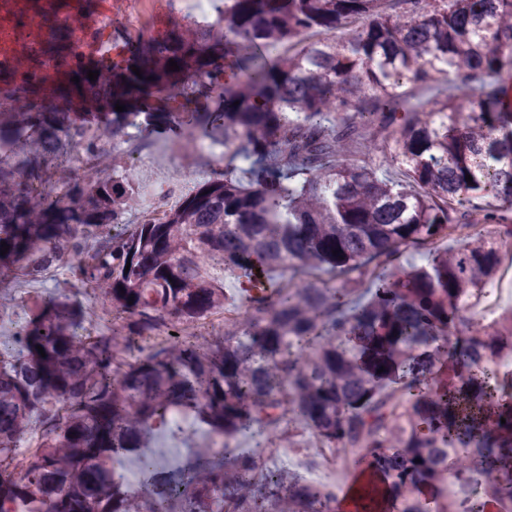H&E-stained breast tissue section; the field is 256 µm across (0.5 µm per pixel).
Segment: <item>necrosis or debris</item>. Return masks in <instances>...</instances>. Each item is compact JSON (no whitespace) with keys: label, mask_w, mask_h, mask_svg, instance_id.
<instances>
[{"label":"necrosis or debris","mask_w":512,"mask_h":512,"mask_svg":"<svg viewBox=\"0 0 512 512\" xmlns=\"http://www.w3.org/2000/svg\"><path fill=\"white\" fill-rule=\"evenodd\" d=\"M165 17L158 0H94L90 6L70 0L64 9L55 0H0V72L21 78L34 66L44 84H51L60 62L42 47L56 32L66 36L76 60L120 64L128 42L139 38L146 22L160 26ZM116 27L123 30L124 42L113 40Z\"/></svg>","instance_id":"4bbe7bcc"}]
</instances>
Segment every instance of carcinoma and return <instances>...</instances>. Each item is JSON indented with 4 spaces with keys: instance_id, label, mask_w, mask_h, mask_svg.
I'll return each instance as SVG.
<instances>
[{
    "instance_id": "obj_1",
    "label": "carcinoma",
    "mask_w": 512,
    "mask_h": 512,
    "mask_svg": "<svg viewBox=\"0 0 512 512\" xmlns=\"http://www.w3.org/2000/svg\"><path fill=\"white\" fill-rule=\"evenodd\" d=\"M215 10L213 22L128 45L122 65L69 64L65 38L49 43L57 98L90 99L91 112L48 110L34 69L19 84L0 77V99L26 100L0 111V286L64 265L118 321L80 336L88 307L37 300L0 351V512H336V491L262 475L256 452L187 473L166 466L145 451L147 428L179 435L173 413L226 439L301 420L351 468L374 467L356 512H382L387 498L397 512H486L490 501L512 512V373L501 372L512 316H468L512 238V0ZM285 43L300 49L260 61L258 50ZM438 82L447 89L410 105L414 88ZM164 93L201 109L158 112ZM130 126L144 140L185 126L220 138L250 181L226 173L159 224L124 223L131 193L109 174L69 181L63 199L40 181L38 160L73 146L96 154ZM379 147L377 162L353 159ZM394 165L406 180L377 175ZM453 224L495 232L450 250ZM409 250L428 264L403 267ZM217 268L249 289L224 337L199 345L185 326L228 305ZM293 269L305 274L295 287L254 291L257 273ZM316 272L331 280L307 277ZM364 283L367 300L349 301ZM163 328L166 343L121 367ZM445 356L465 368L449 387L429 380ZM26 436L41 446L21 459ZM492 456L504 464H484ZM125 460L139 462L149 495L125 483Z\"/></svg>"
}]
</instances>
